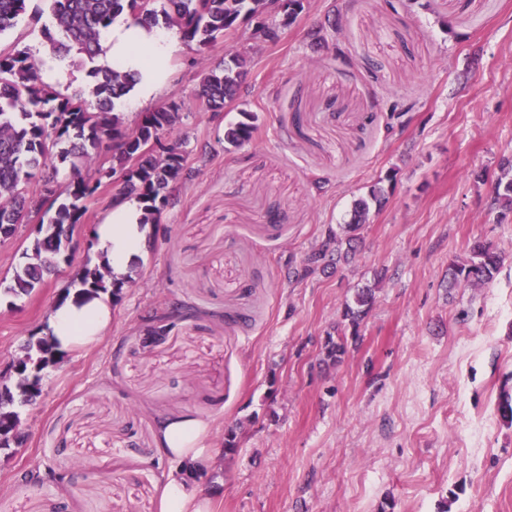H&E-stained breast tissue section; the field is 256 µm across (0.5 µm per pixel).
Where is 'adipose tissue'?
<instances>
[{
	"label": "adipose tissue",
	"mask_w": 512,
	"mask_h": 512,
	"mask_svg": "<svg viewBox=\"0 0 512 512\" xmlns=\"http://www.w3.org/2000/svg\"><path fill=\"white\" fill-rule=\"evenodd\" d=\"M98 67L135 74L131 91L116 104L118 111H132L152 100L169 77L170 59L182 49L177 30L135 25L130 16H117L100 34ZM150 228L143 223L137 199L114 204L96 228V252L111 278L120 280L135 268ZM111 293L71 295L48 314L43 334L59 350L77 351L98 345L112 322ZM205 421L181 416L162 421L157 439L170 465L163 474L158 512H212L213 491L207 480L209 466L217 454L207 443Z\"/></svg>",
	"instance_id": "1"
}]
</instances>
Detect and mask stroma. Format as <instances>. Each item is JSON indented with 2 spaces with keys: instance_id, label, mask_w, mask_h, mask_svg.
I'll use <instances>...</instances> for the list:
<instances>
[{
  "instance_id": "35a3bbf8",
  "label": "stroma",
  "mask_w": 512,
  "mask_h": 512,
  "mask_svg": "<svg viewBox=\"0 0 512 512\" xmlns=\"http://www.w3.org/2000/svg\"><path fill=\"white\" fill-rule=\"evenodd\" d=\"M254 28L184 45L157 96L124 114L132 129L181 103L167 140L193 174L103 341L47 367L41 397L18 406L26 441L0 449V512H158L155 431L174 416L210 423L216 448L239 430L208 476L213 512H512V212L491 206L512 155V0H307L276 41ZM234 54L238 97L200 109L206 68ZM244 110L254 137L226 146ZM379 181L386 201L349 262L294 277ZM118 187L85 200L69 261L37 292L0 293L1 370L91 265ZM35 237L29 223L0 238V284ZM478 240L501 251L499 272L449 287ZM366 287L358 344L325 361ZM36 468L43 484L20 487ZM372 303V289L366 288L356 293L353 304L347 303L345 305L343 317L349 321L353 329L352 337H358V327L371 308Z\"/></svg>"
}]
</instances>
